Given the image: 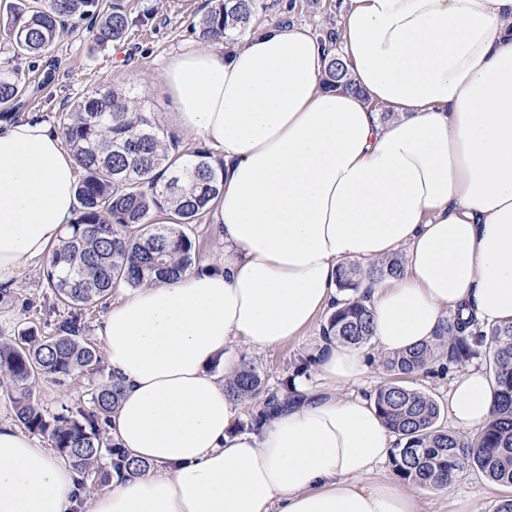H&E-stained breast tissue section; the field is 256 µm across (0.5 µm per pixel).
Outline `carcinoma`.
<instances>
[{"label": "carcinoma", "mask_w": 512, "mask_h": 512, "mask_svg": "<svg viewBox=\"0 0 512 512\" xmlns=\"http://www.w3.org/2000/svg\"><path fill=\"white\" fill-rule=\"evenodd\" d=\"M208 2V9L191 24L203 42L248 33L262 24L269 8L263 0ZM97 8L98 0H12L0 21V37L14 54L34 57L51 56L63 33H78L85 24L99 46L125 39L133 20L121 0L103 13ZM325 83L357 91L335 54ZM30 85L17 70L0 72V121L14 118ZM60 124L84 176L77 188L78 217L66 225L60 244L51 251L44 277L55 304L70 309L71 315L59 322L54 336H41L30 326L0 340V387L6 386L18 421L28 431L47 436L82 483L98 489L106 484L103 457H109L115 471L134 465L108 434L109 417L122 395L120 384L108 377L92 389L90 407L77 402L52 415L35 403L36 390L46 379L60 383L76 374L99 373L101 356L85 338V310L97 306L117 283L137 287L147 280L169 281L192 266L189 232L220 194L221 173L207 152L181 148L122 89L91 91L62 114ZM401 271L396 256L365 268L341 267L337 285L346 298L329 315L323 339L369 343L373 320L360 293L362 279L397 277ZM480 348L494 373L496 406L493 420L471 439L438 427L441 408L436 399L402 380L436 366L461 365ZM386 366L400 380L379 387L374 403L397 436L390 464L399 479L413 487L446 490L453 478L477 469L491 481L512 487V322L479 325L457 318L434 342L393 355ZM224 384L227 393L249 399L262 391L263 380L256 366L244 360ZM277 397L266 395L241 428H256Z\"/></svg>", "instance_id": "cac0c4a2"}]
</instances>
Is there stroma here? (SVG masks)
<instances>
[{"instance_id": "stroma-1", "label": "stroma", "mask_w": 512, "mask_h": 512, "mask_svg": "<svg viewBox=\"0 0 512 512\" xmlns=\"http://www.w3.org/2000/svg\"><path fill=\"white\" fill-rule=\"evenodd\" d=\"M296 7L293 23L312 29L318 36L338 30L341 12L336 0H292ZM136 23L128 37L105 48L95 46L87 33L66 36L53 52L56 63L54 79L38 90L32 101L20 109L19 118L37 117L51 127H58L60 113L70 111L73 104L96 89H109L116 73H144L154 76L148 85L129 84L128 90L158 122H165L170 101L156 78L171 55L194 44L191 22L201 15L207 0H128ZM45 261L23 268L10 298L0 300V337L7 339L18 331L36 326L43 335H52L58 322L68 316L67 310L55 307L45 286ZM322 323H315L302 336L270 351H255L239 346L240 357L252 361L261 373L269 392H286L296 375L315 381L313 358L322 334ZM99 376H84L59 385L45 381L36 393L39 404L54 414L76 401H88ZM419 512H448L454 498L470 499L475 512H493L512 489L490 481L481 471H468L454 486L446 490L412 488Z\"/></svg>"}]
</instances>
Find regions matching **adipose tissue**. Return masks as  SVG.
<instances>
[{
	"mask_svg": "<svg viewBox=\"0 0 512 512\" xmlns=\"http://www.w3.org/2000/svg\"><path fill=\"white\" fill-rule=\"evenodd\" d=\"M338 36L353 92L326 86L324 43L278 20L164 64L171 125L223 165L211 214L224 253L126 290L103 317L123 388L109 433L135 468L93 490L1 423L0 512H417L379 470L392 432L347 389L450 318L512 322V0H343ZM77 171L43 121L0 126V285L59 242ZM398 250L403 274L363 282L373 347L320 341L319 385L296 381L286 405L238 430L246 403L224 387L235 341L296 339L335 310L342 263ZM494 409L492 373L461 372L454 425L477 435Z\"/></svg>",
	"mask_w": 512,
	"mask_h": 512,
	"instance_id": "ef3b65f1",
	"label": "adipose tissue"
}]
</instances>
